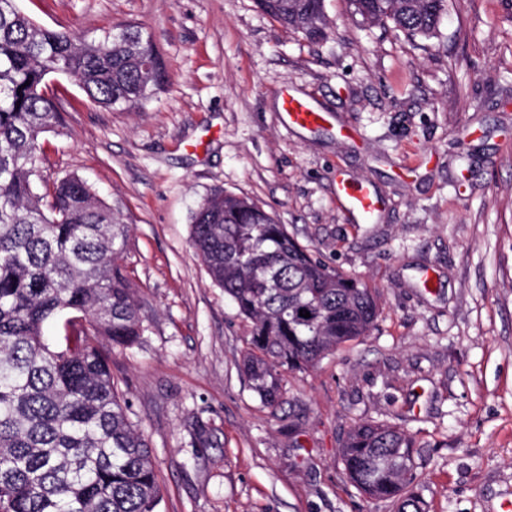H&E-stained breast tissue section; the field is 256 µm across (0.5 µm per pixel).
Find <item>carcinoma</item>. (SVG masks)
Here are the masks:
<instances>
[{
    "label": "carcinoma",
    "instance_id": "1",
    "mask_svg": "<svg viewBox=\"0 0 512 512\" xmlns=\"http://www.w3.org/2000/svg\"><path fill=\"white\" fill-rule=\"evenodd\" d=\"M369 23L432 37L447 0H350ZM310 42L325 38L324 0H257ZM154 65L146 68V59ZM55 70L104 107H136L164 88L151 38L135 24L91 39L47 29L0 0V512H155L157 470L126 414L103 342L134 345L143 327L124 271L128 225L77 175L34 186L40 137L58 126L45 91ZM190 244L237 315L251 322L241 370L260 402L283 399V373L309 368L378 316L366 283L312 258L247 197L211 192ZM307 311L310 317L299 316ZM79 313L51 343L46 321ZM414 438L359 423L340 452L350 483L398 512H423Z\"/></svg>",
    "mask_w": 512,
    "mask_h": 512
}]
</instances>
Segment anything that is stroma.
<instances>
[{"mask_svg": "<svg viewBox=\"0 0 512 512\" xmlns=\"http://www.w3.org/2000/svg\"><path fill=\"white\" fill-rule=\"evenodd\" d=\"M40 25L93 36L128 23L169 80L132 109L48 76L61 125L35 186L68 174L121 212L143 334L112 374L162 486L156 512H398L346 478L349 429L415 437L424 512L512 502V0H448L437 35L367 24L324 0L312 44L255 0H19ZM328 112L288 125L281 92ZM350 128L340 136L338 125ZM369 184L363 224L336 181ZM245 196L329 267L364 279L368 336L284 375L262 406L240 370L250 326L190 245L213 190Z\"/></svg>", "mask_w": 512, "mask_h": 512, "instance_id": "stroma-1", "label": "stroma"}]
</instances>
